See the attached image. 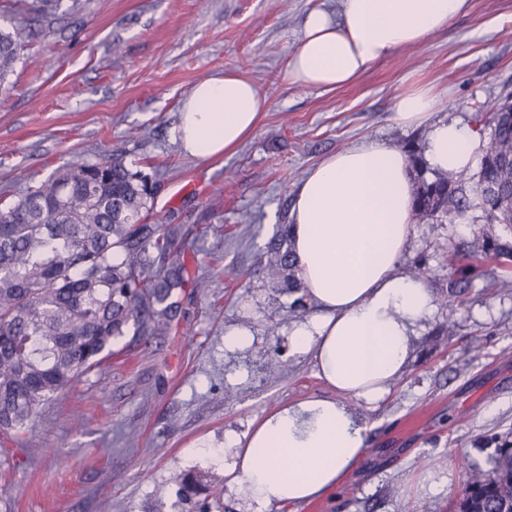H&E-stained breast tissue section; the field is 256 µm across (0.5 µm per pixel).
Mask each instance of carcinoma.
Listing matches in <instances>:
<instances>
[{
  "mask_svg": "<svg viewBox=\"0 0 512 512\" xmlns=\"http://www.w3.org/2000/svg\"><path fill=\"white\" fill-rule=\"evenodd\" d=\"M63 0H8L0 14V84L13 72L32 30L11 11L57 12ZM512 103L490 118V137L468 181L437 174L420 180L415 216L453 221L471 209L501 233L483 239L489 259L512 258ZM155 181L110 158L56 168L39 186L0 208V436L17 438L39 409L112 356L125 336L172 329L175 290H200L180 247V224H149ZM270 276L298 287L291 247L273 248ZM472 266L448 276V296L470 287ZM462 491L461 507L512 512V441L502 437Z\"/></svg>",
  "mask_w": 512,
  "mask_h": 512,
  "instance_id": "cac0c4a2",
  "label": "carcinoma"
}]
</instances>
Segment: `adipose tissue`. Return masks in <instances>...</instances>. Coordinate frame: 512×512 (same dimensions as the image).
I'll return each mask as SVG.
<instances>
[{
  "label": "adipose tissue",
  "instance_id": "1",
  "mask_svg": "<svg viewBox=\"0 0 512 512\" xmlns=\"http://www.w3.org/2000/svg\"><path fill=\"white\" fill-rule=\"evenodd\" d=\"M468 0H340V12L310 11L291 50L286 77L308 89L355 82L394 52L421 45L465 11ZM431 88L401 92L392 120L430 125L431 167L469 169L478 137L455 121L431 122ZM266 103L240 73L197 84L182 100L174 134L200 161L234 151L255 130ZM406 156L385 141H361L326 157L293 191L287 234L298 277L317 313L291 329L329 396H309L252 421L232 441L227 490L269 512L309 503L334 490L366 453V427L348 399L376 401L405 369L416 328L434 298L399 263L415 221Z\"/></svg>",
  "mask_w": 512,
  "mask_h": 512
}]
</instances>
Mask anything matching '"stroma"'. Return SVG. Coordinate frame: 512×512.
<instances>
[{"mask_svg":"<svg viewBox=\"0 0 512 512\" xmlns=\"http://www.w3.org/2000/svg\"><path fill=\"white\" fill-rule=\"evenodd\" d=\"M340 0H81L72 14L30 15L38 34L0 86V207L79 156L122 151L156 178L152 221L181 224L204 291L178 295V327L114 355L38 414L31 464L0 452V512H253L224 486V440L270 410L330 390L288 331L314 311L273 286L266 250L289 222L292 190L332 153L366 139L423 154L427 127L392 121L397 94L433 87V120L488 140L487 119L512 90V0H469L421 46L375 63L353 85L304 89L285 78L306 15ZM234 70L267 106L235 151L203 162L174 140L194 85ZM478 211L419 221L399 271L425 264L434 310L382 399L351 400L367 451L332 495L280 512H451L485 438L512 429V262H483L448 300L449 255L481 257ZM230 328L251 330L231 350ZM206 489L179 501L178 478Z\"/></svg>","mask_w":512,"mask_h":512,"instance_id":"stroma-1","label":"stroma"}]
</instances>
